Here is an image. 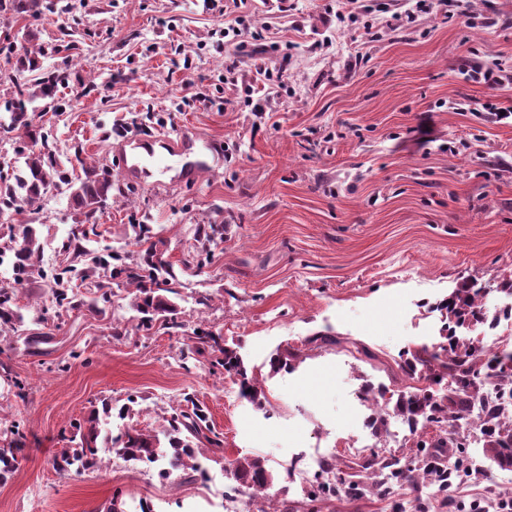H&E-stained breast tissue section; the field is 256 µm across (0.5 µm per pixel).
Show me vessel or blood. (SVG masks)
Segmentation results:
<instances>
[{
  "mask_svg": "<svg viewBox=\"0 0 512 512\" xmlns=\"http://www.w3.org/2000/svg\"><path fill=\"white\" fill-rule=\"evenodd\" d=\"M117 155L119 165L131 179L170 175L183 183L195 181L200 173L215 169L224 159L220 143L200 138L188 129L149 139H127Z\"/></svg>",
  "mask_w": 512,
  "mask_h": 512,
  "instance_id": "1",
  "label": "vessel or blood"
}]
</instances>
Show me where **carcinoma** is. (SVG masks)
Returning <instances> with one entry per match:
<instances>
[{
    "mask_svg": "<svg viewBox=\"0 0 512 512\" xmlns=\"http://www.w3.org/2000/svg\"><path fill=\"white\" fill-rule=\"evenodd\" d=\"M7 9L18 15H38L53 11L49 0H9ZM43 50L31 51L15 43V38L6 33L0 36V75L13 83V95L4 101V110L10 114L7 131L23 129L31 142V149L21 150L24 166L13 172L0 174V211L7 208L16 210L22 206L56 191L69 193L71 200L82 210L84 223H98L97 212L105 202L112 181L98 173L95 166L81 159V150L75 151L82 175L73 177L69 172L57 168L55 151L48 147V137L43 135L29 115L26 103L38 97L51 98L57 84L64 78V72L42 68L39 56ZM29 72L34 78L27 83L14 79L17 74ZM137 247L135 254L113 252L109 259L100 261L102 269L112 279H122L136 290L133 309L139 314L135 329L150 333L156 325L178 328L177 308L173 297L178 295V280L172 264L167 259L165 241L155 236L151 225H132ZM224 230L222 224H197L194 228L195 241L188 258L183 261L184 270L201 271L212 261L211 245L215 235ZM39 243L33 228L26 226L10 247L13 251L14 281L22 283L37 274L44 276L38 265ZM71 266L59 265L49 277L52 301L66 310L77 308L73 296L65 288ZM487 288L475 281L464 282L448 297L434 306L440 312L443 322V337L436 345H423L410 351V357L398 365L409 380H425L431 385L448 381V393L438 395L428 387H414L412 392L396 390L389 398V408L373 416L370 427L373 436L381 438L388 430L389 414L403 417L412 428L418 429L412 437L416 451L408 462L401 463L395 455H385L373 448L366 455L357 456L346 469L336 464V459L325 461L322 477L312 485L306 495L310 503L332 500L343 494L350 500H359L367 493L381 494L379 487L386 484L403 486L419 483L424 487L436 488L435 494L448 493L453 471L438 462L439 451L453 448V463L468 448L467 435L462 431L466 421L461 413L478 402L489 380L493 379L504 392L512 393V336L496 341L493 349L487 342L476 339L484 327H493L502 317V311H491L482 303ZM15 320L12 296L0 292V326H10ZM195 352L207 347L219 352L215 364L240 378L241 395L254 405L262 408L267 401L264 389L258 379L250 374L236 351L220 344L218 337L202 329L195 336ZM297 358L294 351H285L271 358L270 372L277 373L292 366ZM436 427L443 435L428 440L426 429ZM479 427L484 436V455L501 467L512 468V413L496 404L483 406ZM208 429L203 410L192 404L189 411L174 413L166 419L165 438L162 442L156 435L144 434L136 429L112 437L100 438L98 418L92 416L74 425L72 440L74 448H64L55 457L54 468L63 476L81 475L100 467L105 457L101 452L116 448L134 462L157 463L165 460L169 468L164 476L171 474L185 484L202 483L205 469L199 455L202 449L194 442L204 440L211 451H223V442L205 434ZM17 456L14 448H0V482L16 469ZM232 475L244 494L255 498L267 491L273 483V474L260 456H242L229 461Z\"/></svg>",
    "mask_w": 512,
    "mask_h": 512,
    "instance_id": "1",
    "label": "carcinoma"
}]
</instances>
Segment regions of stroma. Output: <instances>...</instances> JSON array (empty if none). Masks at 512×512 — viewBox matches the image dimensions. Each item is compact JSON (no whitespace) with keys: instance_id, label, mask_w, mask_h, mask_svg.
I'll use <instances>...</instances> for the list:
<instances>
[{"instance_id":"stroma-1","label":"stroma","mask_w":512,"mask_h":512,"mask_svg":"<svg viewBox=\"0 0 512 512\" xmlns=\"http://www.w3.org/2000/svg\"><path fill=\"white\" fill-rule=\"evenodd\" d=\"M64 2L66 14L36 19L0 9V30L31 50L75 31L79 55L54 100L29 105L61 162L82 154L118 182L112 156L121 135L183 128L224 142L232 159L193 183L143 182L113 195L90 234L65 194L38 213H0V246L9 227L33 226L43 269L63 261L68 238L79 246L70 282L77 309L46 306L48 290L34 276L16 292L19 321L0 330V447L13 441L12 425L24 434L17 469L0 483V512H104L116 492L127 512H140L143 500L155 512H203L202 489L154 469L116 459L68 479L53 468L71 422L103 401L133 408L113 417V428L153 435L188 395L224 441L205 462L216 480L226 460L259 455L275 475L270 495L298 501L289 456L323 448L350 460L349 443L365 438L353 389L388 382L383 362L438 342L430 304L464 281L489 286L512 274V118L495 123L481 108L491 94L512 102V85L491 93L456 73L465 61L512 67V0H466L480 20L471 28L421 12L398 29L386 21L405 0H362L370 36L337 20L347 0H248L252 29L270 26L274 46L249 38L220 51L215 31L235 17L233 0ZM285 53L287 91L255 116L245 102L253 61ZM232 58L234 85L224 80ZM182 98L191 107L173 111ZM137 220L167 240L176 266L194 244V225L225 227L212 265L179 276V329L142 335L132 288L110 283L104 302L90 285L95 258L134 250ZM203 293L210 305L199 304ZM116 322L126 334L113 335ZM199 328L238 351L263 385L265 409L243 398L237 376L212 366L211 355L190 354ZM318 332L360 341L381 360L312 343ZM287 349L299 354L292 369L271 373V356ZM482 448L479 438L468 448L476 481L435 498V512H468L512 491V469ZM398 502L410 505L408 488L339 497L322 512H394Z\"/></svg>"}]
</instances>
